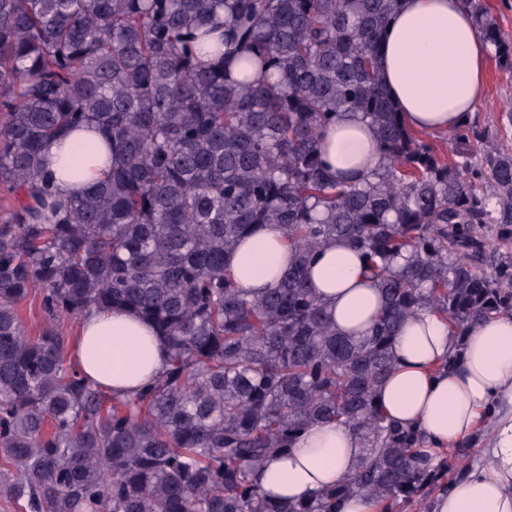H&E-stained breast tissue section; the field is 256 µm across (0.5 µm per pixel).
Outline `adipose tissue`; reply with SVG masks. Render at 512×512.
<instances>
[{"label": "adipose tissue", "instance_id": "adipose-tissue-1", "mask_svg": "<svg viewBox=\"0 0 512 512\" xmlns=\"http://www.w3.org/2000/svg\"><path fill=\"white\" fill-rule=\"evenodd\" d=\"M383 84L409 126L447 131L464 122L481 100L487 82L489 47L461 0H401L378 51ZM107 148L94 127L72 130L44 150L58 201L109 172ZM323 157L332 173L363 177L379 157L370 127L344 118L329 131ZM292 250L283 228L260 227L243 239L227 269L243 288L277 284ZM309 279L338 330L364 334L380 311V300L363 274L359 254L334 242L318 253ZM128 348L126 369L104 374L97 345ZM454 341L446 323L432 314L408 319L392 345L397 367L378 393L383 411L419 429L427 454L469 437L491 402L512 404V316L482 322L469 335L462 359L450 370L441 363ZM71 355L81 372L119 396L132 395L165 369L168 353L151 324L126 309L92 312L78 322ZM362 450L356 436L333 424L310 426L288 451L269 458L259 484L270 497L305 501L355 470ZM486 466L470 468L433 512H512V408L501 413L485 450Z\"/></svg>", "mask_w": 512, "mask_h": 512}]
</instances>
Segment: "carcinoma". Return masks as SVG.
<instances>
[{
  "label": "carcinoma",
  "mask_w": 512,
  "mask_h": 512,
  "mask_svg": "<svg viewBox=\"0 0 512 512\" xmlns=\"http://www.w3.org/2000/svg\"><path fill=\"white\" fill-rule=\"evenodd\" d=\"M400 0H0V485L25 512H340L366 494L404 512L447 492L482 432L435 462L422 432L377 405L395 336L420 312L448 325L457 364L471 329L512 315V147L466 121L453 157L407 125L378 45ZM512 75V32L463 0ZM349 115L377 136L362 179L333 178L322 142ZM95 125L110 173L59 205L46 145ZM266 224L293 252L253 294L225 261ZM361 254L381 311L340 332L307 283L321 248ZM39 297L47 326L25 334ZM127 308L169 352L116 396L68 358V320ZM336 423L363 455L308 501L256 480L300 431ZM20 316L25 333L28 336H38L44 327V317L39 307V300L29 298L20 308Z\"/></svg>",
  "instance_id": "carcinoma-1"
}]
</instances>
